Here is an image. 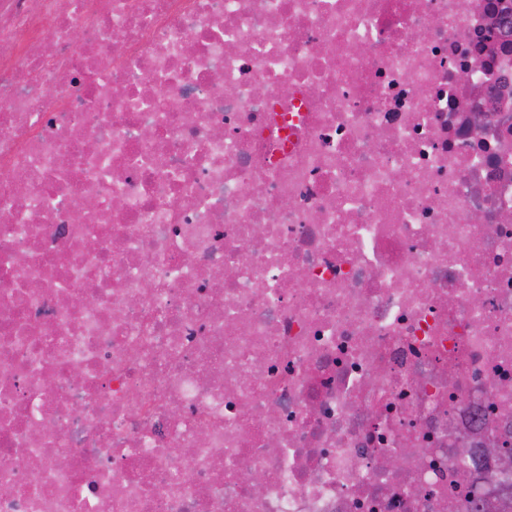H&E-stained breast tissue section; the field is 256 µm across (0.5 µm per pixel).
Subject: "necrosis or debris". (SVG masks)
Instances as JSON below:
<instances>
[{"instance_id":"necrosis-or-debris-1","label":"necrosis or debris","mask_w":512,"mask_h":512,"mask_svg":"<svg viewBox=\"0 0 512 512\" xmlns=\"http://www.w3.org/2000/svg\"><path fill=\"white\" fill-rule=\"evenodd\" d=\"M505 11L0 0V512H474Z\"/></svg>"}]
</instances>
